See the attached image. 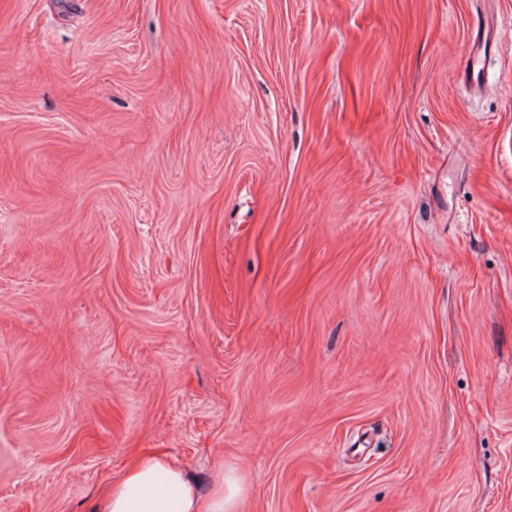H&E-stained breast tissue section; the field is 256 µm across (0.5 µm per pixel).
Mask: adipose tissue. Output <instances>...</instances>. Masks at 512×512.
<instances>
[{
  "label": "adipose tissue",
  "mask_w": 512,
  "mask_h": 512,
  "mask_svg": "<svg viewBox=\"0 0 512 512\" xmlns=\"http://www.w3.org/2000/svg\"><path fill=\"white\" fill-rule=\"evenodd\" d=\"M244 492L241 476L223 465L215 466L203 491L175 459L143 451L93 501L91 512H240Z\"/></svg>",
  "instance_id": "ef3b65f1"
}]
</instances>
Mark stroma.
Returning a JSON list of instances; mask_svg holds the SVG:
<instances>
[{
	"label": "stroma",
	"mask_w": 512,
	"mask_h": 512,
	"mask_svg": "<svg viewBox=\"0 0 512 512\" xmlns=\"http://www.w3.org/2000/svg\"><path fill=\"white\" fill-rule=\"evenodd\" d=\"M146 449L512 512V0H0V512Z\"/></svg>",
	"instance_id": "stroma-1"
}]
</instances>
